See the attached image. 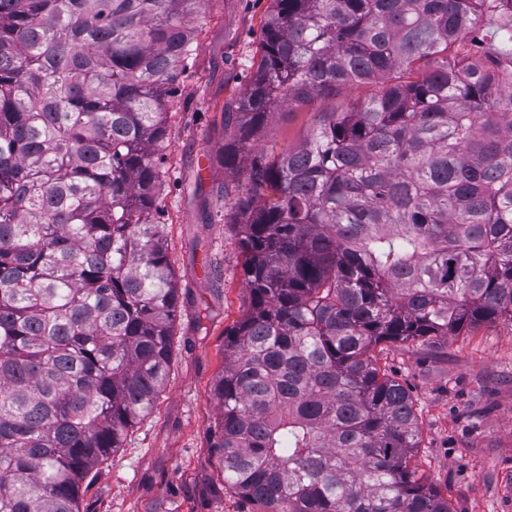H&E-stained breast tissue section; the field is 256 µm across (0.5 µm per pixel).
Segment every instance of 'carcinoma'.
<instances>
[{
    "label": "carcinoma",
    "instance_id": "cac0c4a2",
    "mask_svg": "<svg viewBox=\"0 0 512 512\" xmlns=\"http://www.w3.org/2000/svg\"><path fill=\"white\" fill-rule=\"evenodd\" d=\"M202 2L0 0V512H80L164 386L158 160ZM273 2L217 150L247 183L219 197L250 293L212 387L219 473L257 512H453L371 353L512 321V0ZM348 86L257 150L280 107ZM332 101H326L321 105L331 107ZM318 104L306 107L281 108L276 112L265 127L262 139L259 142L265 153H280L286 147H292L303 141L314 126L313 111L319 110Z\"/></svg>",
    "mask_w": 512,
    "mask_h": 512
}]
</instances>
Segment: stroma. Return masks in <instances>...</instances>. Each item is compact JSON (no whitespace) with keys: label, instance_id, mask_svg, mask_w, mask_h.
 I'll return each mask as SVG.
<instances>
[{"label":"stroma","instance_id":"35a3bbf8","mask_svg":"<svg viewBox=\"0 0 512 512\" xmlns=\"http://www.w3.org/2000/svg\"><path fill=\"white\" fill-rule=\"evenodd\" d=\"M272 8V0H205L190 19L196 52L167 105L158 200L181 295L169 373L151 412L85 479L80 512H254L224 488L213 447L212 385L224 369V336L249 304L243 257L216 195L232 176L214 154L224 104L245 89ZM313 126L312 107L281 108L259 145L281 152ZM215 266L221 278L211 277ZM203 310L210 317L196 325ZM378 358L416 403V462L427 482L447 491L454 512H512V321L486 322L432 347L387 343Z\"/></svg>","mask_w":512,"mask_h":512}]
</instances>
